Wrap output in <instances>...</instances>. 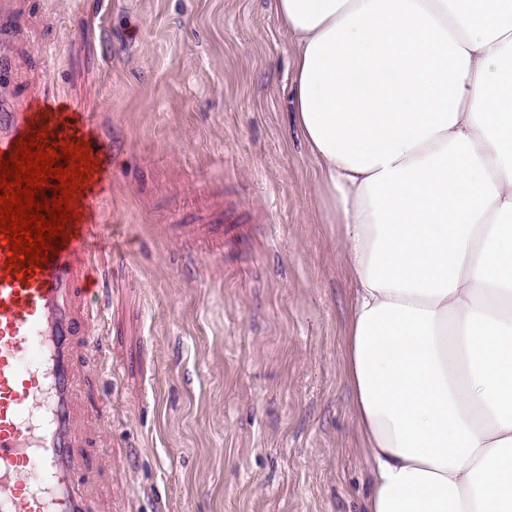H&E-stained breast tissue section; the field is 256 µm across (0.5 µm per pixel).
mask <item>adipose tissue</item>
<instances>
[{
  "label": "adipose tissue",
  "instance_id": "ef3b65f1",
  "mask_svg": "<svg viewBox=\"0 0 512 512\" xmlns=\"http://www.w3.org/2000/svg\"><path fill=\"white\" fill-rule=\"evenodd\" d=\"M354 289L366 512H512V0H272Z\"/></svg>",
  "mask_w": 512,
  "mask_h": 512
}]
</instances>
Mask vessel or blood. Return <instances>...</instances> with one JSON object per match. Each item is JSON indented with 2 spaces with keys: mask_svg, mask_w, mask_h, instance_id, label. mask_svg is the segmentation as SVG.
<instances>
[{
  "mask_svg": "<svg viewBox=\"0 0 512 512\" xmlns=\"http://www.w3.org/2000/svg\"><path fill=\"white\" fill-rule=\"evenodd\" d=\"M44 126L55 144L88 143L94 168L71 202L79 216L66 224L65 245L27 277L6 269L0 238V512H88L90 468L75 455L76 362L80 348L101 345L93 330L104 316L92 299L101 293L96 259L112 144L80 105L39 95L0 109V160Z\"/></svg>",
  "mask_w": 512,
  "mask_h": 512,
  "instance_id": "1",
  "label": "vessel or blood"
}]
</instances>
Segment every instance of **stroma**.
I'll list each match as a JSON object with an SVG mask.
<instances>
[{
  "label": "stroma",
  "mask_w": 512,
  "mask_h": 512,
  "mask_svg": "<svg viewBox=\"0 0 512 512\" xmlns=\"http://www.w3.org/2000/svg\"><path fill=\"white\" fill-rule=\"evenodd\" d=\"M0 97L112 141L94 512H365L351 289L272 0H14Z\"/></svg>",
  "instance_id": "35a3bbf8"
}]
</instances>
